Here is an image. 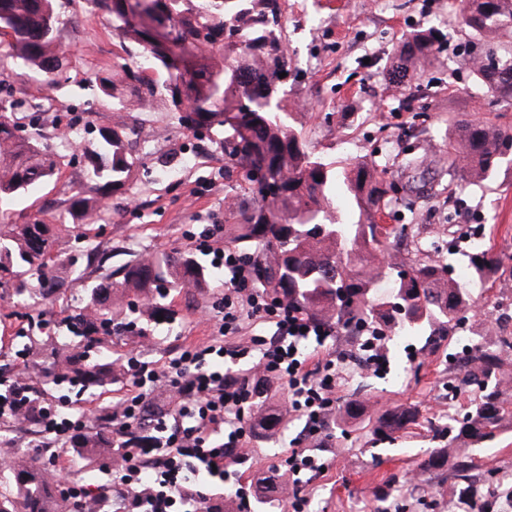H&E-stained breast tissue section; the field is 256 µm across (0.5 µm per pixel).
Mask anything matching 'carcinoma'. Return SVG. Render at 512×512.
<instances>
[{
    "label": "carcinoma",
    "instance_id": "1",
    "mask_svg": "<svg viewBox=\"0 0 512 512\" xmlns=\"http://www.w3.org/2000/svg\"><path fill=\"white\" fill-rule=\"evenodd\" d=\"M458 4L461 29L476 38V47L464 60L492 93L512 104V0H450ZM91 13L110 16L119 50L113 52L112 73L95 78L99 95L113 110L125 109L126 97L142 102L159 99L174 112L179 126L194 132L206 129L222 135L224 155L240 166L266 169L273 184L258 191L249 208L236 202L224 207V242L254 257L257 283L302 312L341 328L359 330L366 324L404 334L429 332L447 336L465 321L473 306L469 283L448 277V264L399 255L397 243L407 225L390 224L377 232L378 217L396 199L397 184L389 168L377 162H357L339 168L308 148L303 113L288 108L291 73L283 40L280 0H149L151 20L169 21L181 29V41L169 46L149 26L129 20L124 0H84ZM59 0H0V57L7 55L28 70L42 74L56 86L66 73V54L58 41L64 24ZM139 47L140 62L128 63L126 41ZM446 34L439 28L419 29L407 37L397 58L386 70L391 82L416 75L417 65L444 48ZM189 85L196 104V122L181 112V87ZM41 108L39 103L15 99L0 103V200L58 177L61 157L31 133H21L17 111ZM136 128L117 125L99 133L84 153L86 191L71 197L72 211L89 221L90 199L85 192L107 198L123 189L141 164L129 149ZM432 151L406 156L400 169L416 172L429 167ZM512 163V131L486 121L454 126L448 150L439 158V178L408 180L410 195L432 199L443 192L453 198L469 187L492 181L504 162ZM83 252L99 256L96 282L88 288L85 304L63 318L79 341L50 371L57 382L84 388L112 383V364L86 362L85 350L112 336L117 310L131 316L134 326L141 310L127 301L132 295L150 300L152 321L172 320L175 310L163 300L172 292L202 289L213 277L193 256L177 250L135 255L116 268L106 266L112 253L100 250L95 237L84 232ZM59 234L40 221L0 226V288L13 290L14 303L35 309L65 290L53 274ZM470 269L482 283L509 272L512 256L504 257L482 246L470 255ZM36 279L37 286L29 287ZM391 281L390 292L379 295L377 284ZM512 351V336L492 345L476 346L461 362L465 383L476 391L473 405L448 415V425L431 427L444 445L434 449L422 468L431 474L445 470L458 447H488L502 430L512 427V403L503 398V354ZM24 420L39 426L43 394L32 387ZM366 412L359 400L340 408L339 419H358ZM283 411L261 415L258 422L267 437L286 423ZM418 421L410 408L379 415L371 429L375 440L395 434ZM112 438L84 435L80 448H110ZM49 477L39 461H24L0 478V512H73L70 498L48 497Z\"/></svg>",
    "mask_w": 512,
    "mask_h": 512
}]
</instances>
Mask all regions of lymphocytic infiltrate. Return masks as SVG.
Masks as SVG:
<instances>
[{
    "instance_id": "obj_1",
    "label": "lymphocytic infiltrate",
    "mask_w": 512,
    "mask_h": 512,
    "mask_svg": "<svg viewBox=\"0 0 512 512\" xmlns=\"http://www.w3.org/2000/svg\"><path fill=\"white\" fill-rule=\"evenodd\" d=\"M199 245L228 275L220 336L184 346L162 367L132 354L119 361L131 378L130 393L110 409L113 433L122 440L120 469L111 491L80 487L79 498L113 496L116 512H200L209 497L193 477L202 470L223 479L226 460L245 458L252 432L247 417L258 384L286 387L288 412L304 420L306 437L325 432L345 371L341 360L304 354L299 344L311 336L325 340L335 326L256 287L249 261L233 248L214 249L210 234L200 235ZM251 321L268 326V333L227 344V337L241 334ZM161 389L168 408L151 411ZM41 426L44 437L66 452L88 431L89 419L83 412L47 409Z\"/></svg>"
}]
</instances>
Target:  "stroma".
Returning a JSON list of instances; mask_svg holds the SVG:
<instances>
[{
  "instance_id": "35a3bbf8",
  "label": "stroma",
  "mask_w": 512,
  "mask_h": 512,
  "mask_svg": "<svg viewBox=\"0 0 512 512\" xmlns=\"http://www.w3.org/2000/svg\"><path fill=\"white\" fill-rule=\"evenodd\" d=\"M64 10L68 22L60 29L59 41L67 54L70 81L63 89L28 76L12 59L0 60V97H50L45 111L18 112L14 119L27 131L40 133L63 158L57 181L35 186L7 202L13 221L36 217L56 225L65 255L77 256L79 266H86L87 258L80 255L74 239L80 219L70 210L72 194L84 186L81 153L99 129L123 121L136 128L133 149L143 164L128 190L99 203L93 225L97 242L111 251L115 266L126 262L131 251L173 250L195 254L202 265H210V255L198 251L190 233L209 230L216 240H223L219 225L224 221L225 200L251 206L254 185L225 157L218 138L180 127L165 104L145 112L134 100L126 111L116 112L109 104L95 102L88 79L112 69L116 43L112 26L106 14L87 12L82 0H67ZM283 16L288 63L299 74L290 96L302 104L309 144L325 161L343 166L358 159L393 160L401 154H417L429 143L440 148L447 130L460 120L512 126V107L488 93L463 65L473 39L458 28L448 0H284ZM437 23L448 34V46L419 73L424 91L415 92L407 81L390 83L386 71L400 42L410 32ZM62 124L72 126L69 138L58 137ZM450 209L460 222L449 233L456 243L444 256L449 265L468 268L473 237L495 253L512 256V168H501L492 183L467 190L452 203L444 197L428 202L404 197L385 219L410 225L415 238L428 234L433 214ZM56 270L68 283L67 297L41 306L44 327L36 331L31 347L17 338L26 329L27 318L18 315L10 296L0 297V367L8 376L30 378L35 366L51 362L67 333L64 312L78 306L85 294V281L76 279L69 267L60 263ZM511 281L507 274L485 284L472 281L476 309L453 336L389 333L386 366L380 370L356 365L354 352L344 347L341 337L306 341V352L347 363L340 396L361 393L367 412L357 421L329 422L328 439L308 441V448L326 462L320 473L295 476L280 466L299 435V420L289 419L275 439L253 438L246 460L232 466L224 484L226 512H236L237 488L255 498L265 481L295 485L309 499V512H448L449 503L466 492L485 502L486 512H504L505 497L512 495V429L501 444L475 452L473 471L433 478L421 475L420 469L435 445L430 424L444 421L448 414L444 394L449 384L461 387L457 408L474 399L472 388L460 384L457 358L484 334L487 322L495 317L489 298ZM223 302L224 272L219 269L205 292L174 295L172 323L150 322L142 331L116 329L104 344L102 359L108 362L136 351L144 361L167 364L186 344L208 339L212 329L204 320L218 316ZM42 386L45 405L78 413L116 403L126 394L129 380L117 371L110 385L95 391L81 392L48 378ZM402 407L418 412V424L385 448L368 444L364 427L387 410ZM8 438L14 457L45 462L60 493L78 484L109 485L119 465L109 449L96 448L65 473L51 454L43 452L38 438L16 427Z\"/></svg>"
}]
</instances>
